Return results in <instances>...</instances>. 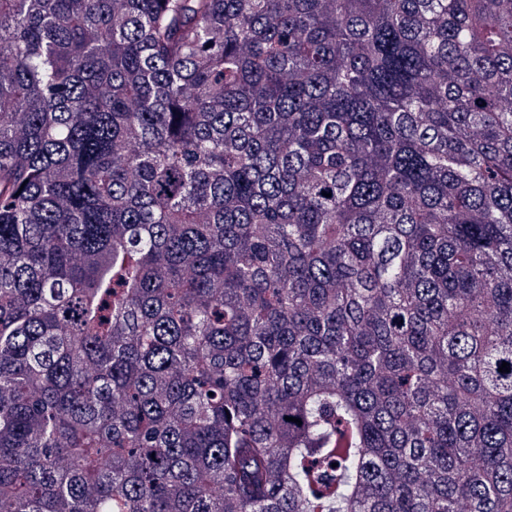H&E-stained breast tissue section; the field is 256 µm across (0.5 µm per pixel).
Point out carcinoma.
<instances>
[{
  "mask_svg": "<svg viewBox=\"0 0 512 512\" xmlns=\"http://www.w3.org/2000/svg\"><path fill=\"white\" fill-rule=\"evenodd\" d=\"M504 361L512 0H0V512H512Z\"/></svg>",
  "mask_w": 512,
  "mask_h": 512,
  "instance_id": "cac0c4a2",
  "label": "carcinoma"
}]
</instances>
